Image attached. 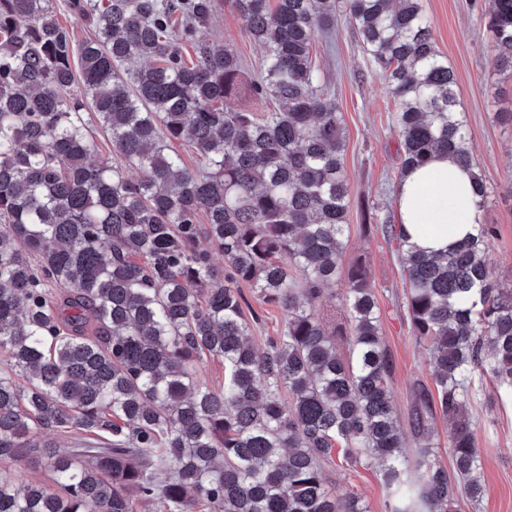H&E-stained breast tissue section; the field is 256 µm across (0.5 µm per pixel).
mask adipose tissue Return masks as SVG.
Here are the masks:
<instances>
[{"mask_svg": "<svg viewBox=\"0 0 512 512\" xmlns=\"http://www.w3.org/2000/svg\"><path fill=\"white\" fill-rule=\"evenodd\" d=\"M395 195L397 221L409 244L428 253L476 236L484 221L469 171L445 154L407 169Z\"/></svg>", "mask_w": 512, "mask_h": 512, "instance_id": "1", "label": "adipose tissue"}]
</instances>
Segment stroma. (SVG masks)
Segmentation results:
<instances>
[{
    "label": "stroma",
    "instance_id": "obj_1",
    "mask_svg": "<svg viewBox=\"0 0 512 512\" xmlns=\"http://www.w3.org/2000/svg\"><path fill=\"white\" fill-rule=\"evenodd\" d=\"M484 0H423L437 50L456 76L455 92L468 122L469 146L481 170L487 195L484 221L495 228L487 259L498 280L512 287V71L493 68L496 53L481 7ZM206 38H220L240 56L248 74H257L262 48L245 32L238 14L218 4L216 23ZM313 59L335 101L347 133L344 163L351 187L344 263H365L375 286L383 340L394 371L392 388L400 422H407L417 386H432L426 350L410 333L406 287L396 244L365 228L367 207L395 216L396 174L401 166L399 138L392 125L393 98L345 19L331 33L318 36ZM246 312L255 314L252 342L264 348L277 336L284 315L266 304L255 289L242 286ZM469 413L476 425L483 458L484 495L480 503L459 498L455 512H512V391L474 379ZM325 480L336 497H362L369 512H387V492L373 469L329 466Z\"/></svg>",
    "mask_w": 512,
    "mask_h": 512
}]
</instances>
